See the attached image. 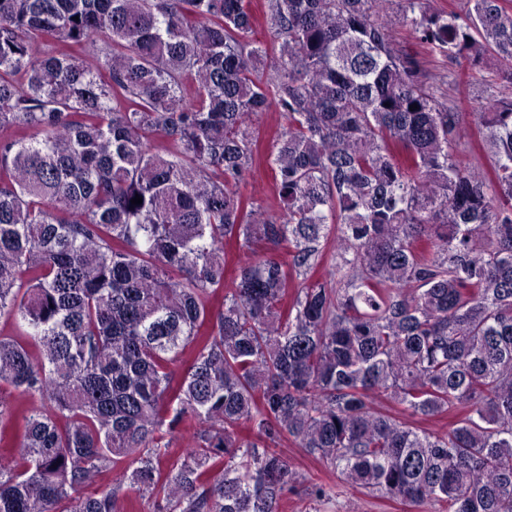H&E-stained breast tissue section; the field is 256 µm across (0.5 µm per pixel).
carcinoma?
Returning <instances> with one entry per match:
<instances>
[{
	"instance_id": "cac0c4a2",
	"label": "carcinoma",
	"mask_w": 512,
	"mask_h": 512,
	"mask_svg": "<svg viewBox=\"0 0 512 512\" xmlns=\"http://www.w3.org/2000/svg\"><path fill=\"white\" fill-rule=\"evenodd\" d=\"M388 2L263 0V43L251 0H0V386L30 401L0 398V512H282L286 440L512 512V95L477 142L448 98L460 58L512 60V8ZM268 112L275 210L240 193ZM395 35L402 45L419 52V54L424 58L426 69L430 74L437 75L442 72L446 66H448L444 57L430 53L425 47L418 44L414 35L408 28L396 26Z\"/></svg>"
}]
</instances>
